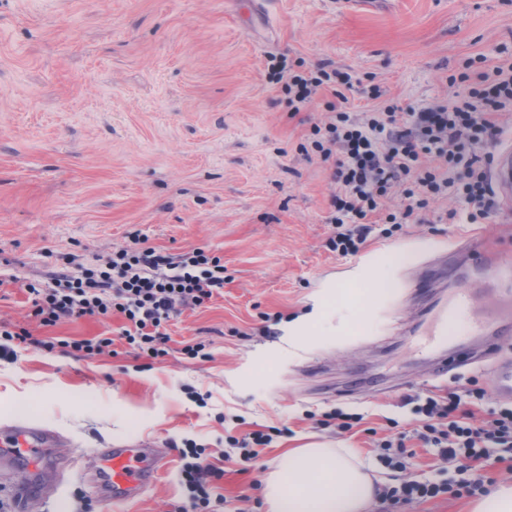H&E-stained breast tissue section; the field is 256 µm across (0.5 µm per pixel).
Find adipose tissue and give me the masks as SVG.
<instances>
[{"instance_id":"adipose-tissue-1","label":"adipose tissue","mask_w":512,"mask_h":512,"mask_svg":"<svg viewBox=\"0 0 512 512\" xmlns=\"http://www.w3.org/2000/svg\"><path fill=\"white\" fill-rule=\"evenodd\" d=\"M373 478L344 448L289 450L264 483L268 512H368Z\"/></svg>"}]
</instances>
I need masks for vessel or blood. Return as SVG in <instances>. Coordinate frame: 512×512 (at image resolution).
<instances>
[{"label":"vessel or blood","mask_w":512,"mask_h":512,"mask_svg":"<svg viewBox=\"0 0 512 512\" xmlns=\"http://www.w3.org/2000/svg\"><path fill=\"white\" fill-rule=\"evenodd\" d=\"M492 178L499 204L511 213V145L497 150ZM466 254L478 276L460 280L447 302L429 300L432 321L425 338L416 343L419 352H429L445 342L452 323L458 325L462 337L487 336L495 347L512 342V294L489 291L490 284L512 278V258L481 240L470 241ZM491 385L497 398L512 402L511 359L497 363ZM66 445V440L54 431L30 422L0 425V489L7 491L16 512H30L33 502L54 498L61 486L53 473L36 488L15 482L16 469L23 464L36 467L47 457L58 455ZM97 455L99 466L91 485L98 499L108 506L139 499L164 468L163 457L145 441L102 448Z\"/></svg>","instance_id":"b4317fda"}]
</instances>
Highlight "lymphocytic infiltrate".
Listing matches in <instances>:
<instances>
[{
    "label": "lymphocytic infiltrate",
    "mask_w": 512,
    "mask_h": 512,
    "mask_svg": "<svg viewBox=\"0 0 512 512\" xmlns=\"http://www.w3.org/2000/svg\"><path fill=\"white\" fill-rule=\"evenodd\" d=\"M339 81L352 87L348 74L331 77L325 71L288 75L294 109L310 101L313 88ZM466 91L454 102L410 112L393 104L352 120L340 97L334 119L312 129L313 147L331 166L334 191L329 218L335 229L329 240L339 255H353L379 225L401 228L426 209L431 200L453 194L468 206L469 223L489 217L495 207L491 179L494 153L507 129L501 117L512 111V61L485 59L475 74H462ZM403 187L404 200L393 210L384 200L394 187ZM224 287L220 257L196 249L174 259L139 245L113 251L102 265L85 267L66 261L53 273L51 284L28 285L34 312L43 324L85 316L122 314L127 343L151 358L165 356L169 336L162 327L187 306L199 307ZM486 399L483 388L449 390L447 395L412 396V413L420 427L414 434L398 433L382 442L379 459L387 468H406L409 437L436 448L441 459L463 478L457 485L403 479L384 489V500L400 503L428 500L458 491L484 493V473L504 466L512 471V404H501L477 420L475 409ZM179 481L188 493L189 512H213L223 498L212 495L223 470L211 465L205 451L185 442L179 451Z\"/></svg>",
    "instance_id": "obj_1"
}]
</instances>
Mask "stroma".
Returning a JSON list of instances; mask_svg holds the SVG:
<instances>
[{
	"label": "stroma",
	"mask_w": 512,
	"mask_h": 512,
	"mask_svg": "<svg viewBox=\"0 0 512 512\" xmlns=\"http://www.w3.org/2000/svg\"><path fill=\"white\" fill-rule=\"evenodd\" d=\"M479 54L512 59V0H0V326L55 344L0 360V424L35 419L68 439L60 512H102L96 452L128 440L169 464L115 512L186 504V439L223 469L228 512H266L270 467L315 443L349 449L390 485L379 444L414 428L405 397L458 379L488 387L484 367L434 378L404 336L424 319L408 284L469 238L507 244L512 222L497 210L439 223L463 207L448 195L419 223L337 255L330 169L303 149L337 98L324 87L293 111L272 70L351 74L355 116L392 103L418 112L453 101L450 76ZM136 235L173 258L201 248L224 262L222 293L168 322L166 356L137 355L119 314L41 325L26 284L49 283L69 254L96 265ZM98 338L112 341L98 355L63 346ZM200 341L210 359H188ZM335 408L361 425L341 436L319 425ZM256 423L281 434L244 473L224 453ZM410 445L405 478H454L437 449Z\"/></svg>",
	"instance_id": "35a3bbf8"
}]
</instances>
